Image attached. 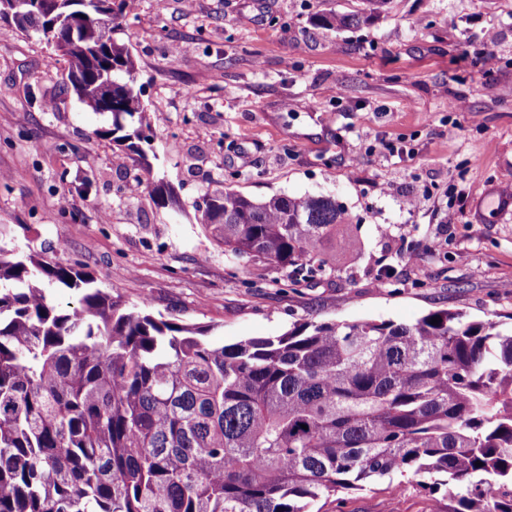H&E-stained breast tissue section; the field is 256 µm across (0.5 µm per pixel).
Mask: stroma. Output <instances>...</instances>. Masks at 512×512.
Segmentation results:
<instances>
[{"instance_id": "1", "label": "stroma", "mask_w": 512, "mask_h": 512, "mask_svg": "<svg viewBox=\"0 0 512 512\" xmlns=\"http://www.w3.org/2000/svg\"><path fill=\"white\" fill-rule=\"evenodd\" d=\"M354 6L197 0L188 12L182 0H137L115 37L152 126L142 155L120 158L99 136L111 114L66 91L65 60L0 22V245L79 267L125 306L149 301L227 345L307 321L512 315V209L489 203L512 186V0H393L349 30L314 21ZM459 97L466 111H449ZM227 186L256 199L333 196L358 244L331 277L297 284L229 258L195 210ZM314 509L434 512L400 474Z\"/></svg>"}]
</instances>
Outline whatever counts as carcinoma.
<instances>
[{
	"label": "carcinoma",
	"instance_id": "1",
	"mask_svg": "<svg viewBox=\"0 0 512 512\" xmlns=\"http://www.w3.org/2000/svg\"><path fill=\"white\" fill-rule=\"evenodd\" d=\"M390 3L358 0L317 21L357 27ZM129 7L59 0L11 24L28 36L78 21L63 55L72 89L99 112L95 96L112 83L100 135L139 155L150 117L121 81L135 62L114 38ZM198 211L225 252L289 276L330 275L355 243L331 196L226 189ZM55 285L77 305L53 304ZM206 336L0 245V512H310L396 472L445 490V512H512L511 324L440 309L411 324L304 322L230 345Z\"/></svg>",
	"mask_w": 512,
	"mask_h": 512
}]
</instances>
